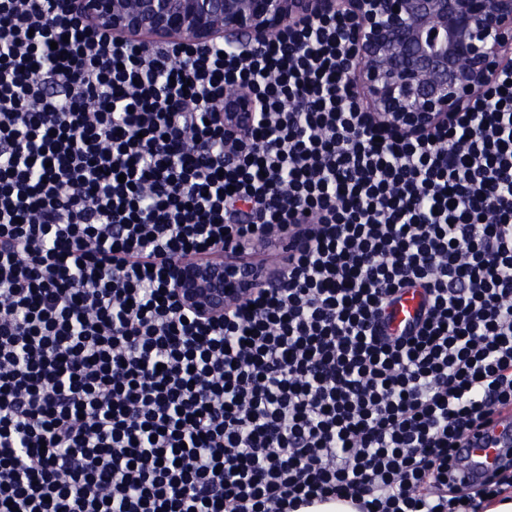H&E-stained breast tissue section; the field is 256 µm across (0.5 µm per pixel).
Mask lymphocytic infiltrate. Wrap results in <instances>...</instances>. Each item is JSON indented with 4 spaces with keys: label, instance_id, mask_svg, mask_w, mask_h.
I'll return each mask as SVG.
<instances>
[{
    "label": "lymphocytic infiltrate",
    "instance_id": "1",
    "mask_svg": "<svg viewBox=\"0 0 512 512\" xmlns=\"http://www.w3.org/2000/svg\"><path fill=\"white\" fill-rule=\"evenodd\" d=\"M0 0V512H482L512 448V67L414 134L344 87L342 14L250 55ZM261 118L235 141L224 94ZM287 248L219 320L176 261ZM419 296L409 325L394 314ZM457 452L465 457L468 471L466 480L475 481L489 476L502 457V448L512 446V431L510 427L498 425L492 433H482L471 437Z\"/></svg>",
    "mask_w": 512,
    "mask_h": 512
}]
</instances>
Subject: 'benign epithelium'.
Wrapping results in <instances>:
<instances>
[{"label":"benign epithelium","instance_id":"7a95c632","mask_svg":"<svg viewBox=\"0 0 512 512\" xmlns=\"http://www.w3.org/2000/svg\"><path fill=\"white\" fill-rule=\"evenodd\" d=\"M101 32L145 45L182 41L255 50L288 24L345 12L356 57L348 87L369 119L406 133L448 122L512 64V0H55ZM399 12H393V8ZM243 92L224 96V131L253 120ZM178 306L217 319L266 272L216 252L174 266Z\"/></svg>","mask_w":512,"mask_h":512}]
</instances>
